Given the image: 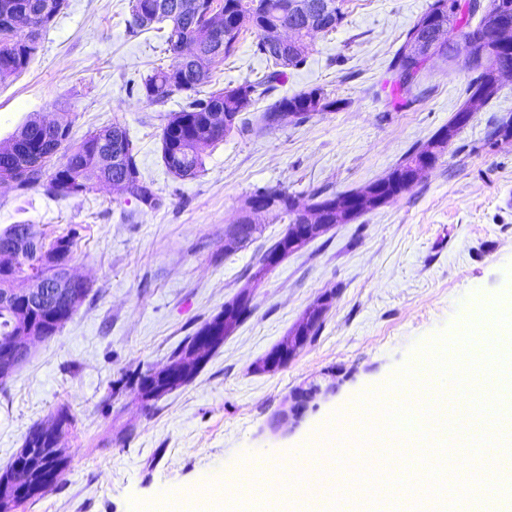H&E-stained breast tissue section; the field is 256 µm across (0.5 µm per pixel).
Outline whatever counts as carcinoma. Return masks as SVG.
<instances>
[{"label": "carcinoma", "mask_w": 512, "mask_h": 512, "mask_svg": "<svg viewBox=\"0 0 512 512\" xmlns=\"http://www.w3.org/2000/svg\"><path fill=\"white\" fill-rule=\"evenodd\" d=\"M62 0H0V82L21 74L36 54L43 36L52 27L61 12ZM184 0H130L129 27L149 30L155 23L168 22L165 37L166 51L171 64L153 70L142 82V96L150 104L167 100L174 93L186 94V103L172 115L162 130V160L167 170L179 178H192L203 165L204 146L224 139V135L238 127L244 112L257 94L260 84L245 81L234 87L219 89L199 96V88L210 81L215 66L230 56L244 30L256 34L254 52L272 62L274 70L265 77V83H279L286 70L304 63L310 51L311 29L306 25L307 15L315 13L313 26L325 32L335 30L345 19L346 0H296L292 11L282 9V0H200L196 13L181 10ZM432 0L427 10L407 32L405 41L394 53L389 68L393 74L392 92L396 106L408 104V95L427 61L435 54L460 55L471 75L466 93L469 97L448 121L446 128L457 136L468 120L464 114L473 112L497 97L501 90L497 62L500 51L495 45L501 33L512 34V0ZM478 22H473V19ZM20 20L29 27L23 40L7 36L10 23ZM212 22H221L227 31L217 40L208 32ZM293 30V42L282 45L278 29ZM337 101L330 100L320 88L283 96L270 103L262 114L264 126L276 128L290 122L304 121L318 112L336 110ZM227 114V119L218 115ZM63 132L49 133L43 122L29 120L0 149V168L4 161L23 165L21 175L14 180V188L26 191L35 185L56 198L78 197L89 192L93 185L110 181L120 175L124 179L113 184L122 196L133 199L149 209L161 206L150 183L141 176L137 150L126 126L118 120L87 134L78 142L70 141V125L62 123ZM487 141L493 145L512 142V118L501 119L487 132ZM449 142L431 138L421 146L411 147L398 164L385 176L361 190L334 193L332 197H357L368 191L376 195L388 194L390 200L409 192L418 182V172L434 167V162L448 150ZM264 199L266 213L291 224H302L306 216L297 210L294 198L280 189H264L250 195L244 205L245 217L235 225L231 237L246 243L257 232L252 215L253 203ZM80 238V226L74 225L66 234L49 243L38 239L37 250H31L15 259L14 265L0 267V293L10 294L11 301L0 304V364L13 368L22 359L13 352L15 336L25 329L30 320L31 329L46 339L62 327L60 318L70 319L86 299L90 287L80 289L72 301L49 288L48 300L30 307L26 300L28 290L19 282L32 278L49 282L42 265L43 258L60 251L73 258L74 247ZM209 325L204 322L184 344L174 350L170 362L185 361L197 336ZM71 423L67 408L62 407L47 421L33 426L27 433L23 447L34 452L17 454L8 467L0 471V512H16L33 499L11 483V474L18 465L29 471L30 482L40 488L51 486L64 475L60 463L66 460L60 442Z\"/></svg>", "instance_id": "cac0c4a2"}]
</instances>
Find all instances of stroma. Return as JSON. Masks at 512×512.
Masks as SVG:
<instances>
[{
	"mask_svg": "<svg viewBox=\"0 0 512 512\" xmlns=\"http://www.w3.org/2000/svg\"><path fill=\"white\" fill-rule=\"evenodd\" d=\"M429 3L348 0L343 23L313 36L306 62L255 98L248 131L205 148L201 171L181 179L162 161L161 134L186 96L150 105L138 91L153 68L171 62L162 31H130L129 0H66L27 69L0 83V146L33 117L67 120L75 140L121 121L163 204L125 201L103 183L66 199L0 184V230L25 223L50 241L81 225L71 268L92 285L56 335L34 341L27 360L0 377V469L59 406L74 417L61 442L68 470L17 512H129L132 501L151 506L190 491L213 469L232 480L250 460L309 445L361 395L390 399L386 384L416 362L415 344L457 337L470 323L482 326L475 344L493 342L490 299L512 289V143L491 147L485 138L492 122L512 116V75L409 193L333 225L261 282L251 267L286 224L261 214L250 242L229 240L256 190L284 188L307 205L318 190L362 189L447 125L466 98L461 59L432 58L410 106L388 98L389 63ZM254 41L241 33L209 90L264 79L271 66ZM312 88L336 100L335 111L263 126L269 103ZM245 291L249 313L194 378L143 401L129 375L167 365ZM317 306V336L282 367L256 370ZM313 384L322 388L314 408L296 425L275 427L291 393Z\"/></svg>",
	"mask_w": 512,
	"mask_h": 512,
	"instance_id": "stroma-1",
	"label": "stroma"
}]
</instances>
